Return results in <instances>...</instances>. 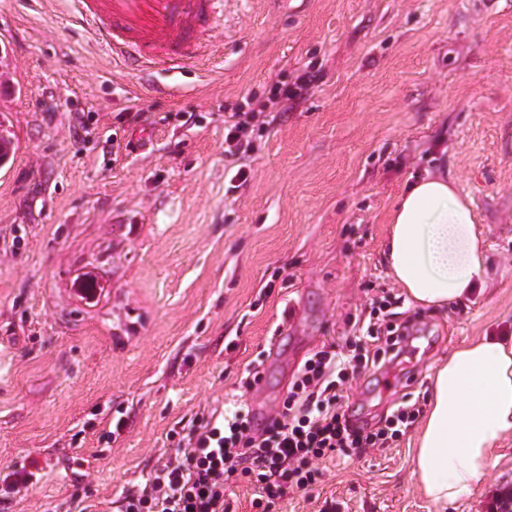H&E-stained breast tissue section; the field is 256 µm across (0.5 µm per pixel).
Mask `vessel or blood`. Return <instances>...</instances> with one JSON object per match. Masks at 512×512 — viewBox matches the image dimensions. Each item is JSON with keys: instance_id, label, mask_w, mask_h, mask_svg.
<instances>
[{"instance_id": "obj_1", "label": "vessel or blood", "mask_w": 512, "mask_h": 512, "mask_svg": "<svg viewBox=\"0 0 512 512\" xmlns=\"http://www.w3.org/2000/svg\"><path fill=\"white\" fill-rule=\"evenodd\" d=\"M82 22L127 69L146 72L199 55L196 35L217 0H75Z\"/></svg>"}]
</instances>
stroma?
I'll return each mask as SVG.
<instances>
[{
    "instance_id": "35a3bbf8",
    "label": "stroma",
    "mask_w": 512,
    "mask_h": 512,
    "mask_svg": "<svg viewBox=\"0 0 512 512\" xmlns=\"http://www.w3.org/2000/svg\"><path fill=\"white\" fill-rule=\"evenodd\" d=\"M2 29L17 150L0 170V473L43 472L10 512H120L122 490L174 456L171 429L235 395L273 412L310 353L343 344L367 289L393 288L386 220L415 173L472 199L486 289L448 308L403 302L408 362L350 380L348 404L379 421L404 393L429 397L456 346L512 326V0H220L205 62L156 70L166 99L72 0H0ZM305 70L321 80L252 152L225 154V117ZM86 274L102 285L91 303L76 292ZM258 358L263 389L239 388ZM417 433L324 461L274 512H500L512 438L444 507L414 475Z\"/></svg>"
}]
</instances>
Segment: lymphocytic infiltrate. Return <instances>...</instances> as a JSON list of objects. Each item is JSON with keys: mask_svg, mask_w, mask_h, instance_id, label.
I'll list each match as a JSON object with an SVG mask.
<instances>
[{"mask_svg": "<svg viewBox=\"0 0 512 512\" xmlns=\"http://www.w3.org/2000/svg\"><path fill=\"white\" fill-rule=\"evenodd\" d=\"M265 109L234 112L224 121L229 155L247 153L274 125ZM400 298L385 292L370 300L344 345H325L301 365L279 407L255 428L250 405L233 400L224 415L198 421L177 442L176 454L150 472L144 487L123 491V512H225L224 490L244 480L255 493L250 512H272L288 490H304L321 474L320 461L350 452L387 448L421 413L404 396L378 427H352L344 386L350 376L378 368L404 352L408 329L397 324Z\"/></svg>", "mask_w": 512, "mask_h": 512, "instance_id": "obj_1", "label": "lymphocytic infiltrate"}]
</instances>
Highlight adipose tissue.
<instances>
[{
	"label": "adipose tissue",
	"mask_w": 512,
	"mask_h": 512,
	"mask_svg": "<svg viewBox=\"0 0 512 512\" xmlns=\"http://www.w3.org/2000/svg\"><path fill=\"white\" fill-rule=\"evenodd\" d=\"M385 260L410 302L442 308L484 285L488 254L471 199L440 174L419 175L388 213ZM512 434V331L460 345L432 377L416 438L415 474L425 494L448 505L472 493Z\"/></svg>",
	"instance_id": "obj_1"
}]
</instances>
